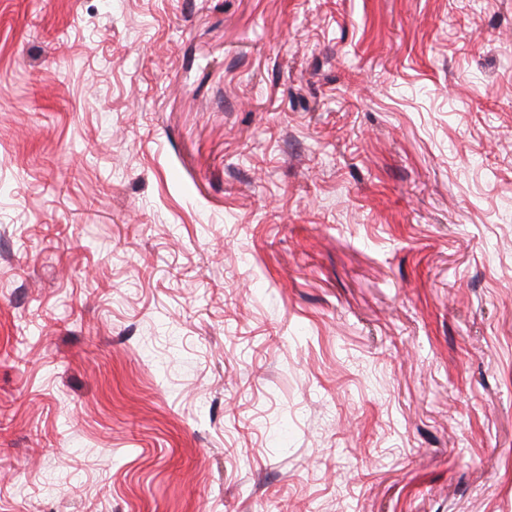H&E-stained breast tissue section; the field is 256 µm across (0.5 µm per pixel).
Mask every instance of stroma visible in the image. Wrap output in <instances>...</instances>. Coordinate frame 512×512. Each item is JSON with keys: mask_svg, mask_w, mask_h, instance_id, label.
Wrapping results in <instances>:
<instances>
[{"mask_svg": "<svg viewBox=\"0 0 512 512\" xmlns=\"http://www.w3.org/2000/svg\"><path fill=\"white\" fill-rule=\"evenodd\" d=\"M0 512H512V0H0Z\"/></svg>", "mask_w": 512, "mask_h": 512, "instance_id": "1", "label": "stroma"}]
</instances>
